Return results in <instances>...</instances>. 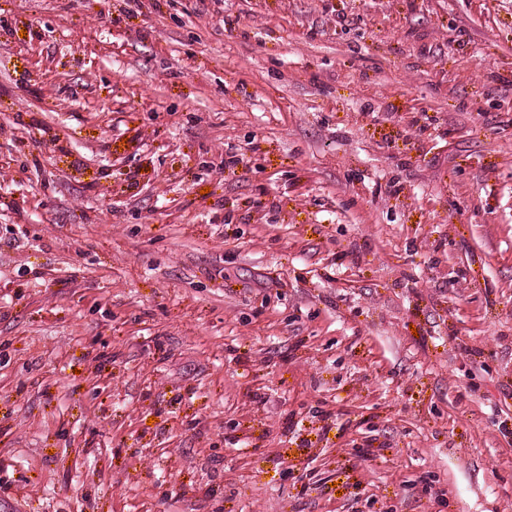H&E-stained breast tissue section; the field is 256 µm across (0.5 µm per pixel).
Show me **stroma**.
Returning a JSON list of instances; mask_svg holds the SVG:
<instances>
[{"label": "stroma", "instance_id": "1", "mask_svg": "<svg viewBox=\"0 0 512 512\" xmlns=\"http://www.w3.org/2000/svg\"><path fill=\"white\" fill-rule=\"evenodd\" d=\"M124 7L0 0V512H512V0Z\"/></svg>", "mask_w": 512, "mask_h": 512}]
</instances>
